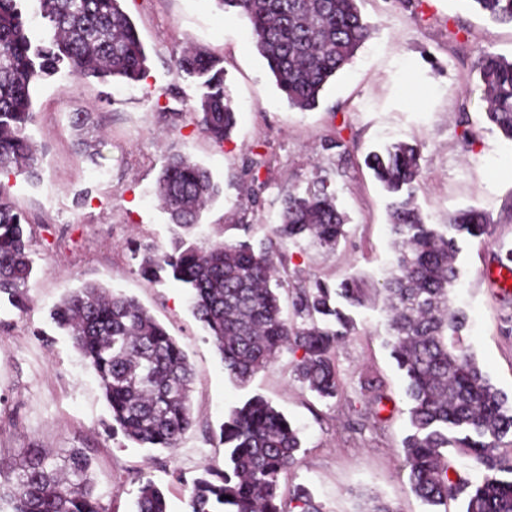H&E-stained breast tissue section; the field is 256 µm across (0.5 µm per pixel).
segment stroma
<instances>
[{"mask_svg": "<svg viewBox=\"0 0 512 512\" xmlns=\"http://www.w3.org/2000/svg\"><path fill=\"white\" fill-rule=\"evenodd\" d=\"M149 57L147 78L132 86L78 82L60 69L37 87L29 133L40 179L9 182V198L28 222L37 271L24 311H0V469L26 448L56 454L83 449L92 458L96 493L112 512H134L138 479L151 477L169 512H185L187 488L205 465H224L219 429L225 415L252 396L268 400L301 431L296 464L280 478L282 498L307 486L324 512H362L369 497L396 512H430L410 489L401 452L411 431L406 379L385 344L382 284L395 259L388 194L363 159L400 140L417 141L422 176L414 191L426 223L445 224L459 211L483 212L492 235L457 237L459 280L450 293L465 311L462 335L479 367L512 400V308L483 272L512 250V152L485 117L486 101L471 63L477 50L512 58V27L495 23L471 0H360L370 38L326 87L318 106L289 108L258 54L245 17L226 15L214 0H124ZM193 44L218 57L237 124L215 145L190 107L202 93L197 78L177 76L176 57ZM181 113L167 125L162 111ZM90 112L103 159L75 147L71 119ZM337 133L345 154L322 146ZM207 167L221 193L201 215L199 239L267 241L282 200L326 176L345 234L328 251L308 239L283 244V288L318 278L330 286L356 281L362 304L349 307L354 333L335 364L341 394L319 399L298 382L295 357L282 354L247 383L232 381L209 336L190 310L184 286L138 273L144 248L175 241L160 208L156 181L168 157ZM95 282L135 298L162 324L194 368L195 422L179 448H144L108 429L111 413L96 377L50 310L68 290ZM376 379L382 406L361 385Z\"/></svg>", "mask_w": 512, "mask_h": 512, "instance_id": "obj_1", "label": "stroma"}]
</instances>
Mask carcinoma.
<instances>
[{"label": "carcinoma", "instance_id": "carcinoma-1", "mask_svg": "<svg viewBox=\"0 0 512 512\" xmlns=\"http://www.w3.org/2000/svg\"><path fill=\"white\" fill-rule=\"evenodd\" d=\"M21 0H0V175L39 180L37 148L27 134L33 121L32 92L60 66L78 80L140 82L148 57L123 0H38L48 40L33 42ZM219 9L246 17L259 55L292 109L315 108L330 79L370 38L358 0H215ZM495 23L512 26V0H471ZM472 70L484 88L486 117L512 145V59L477 52ZM177 76L202 80L194 107L196 127L224 144L236 110L224 85V69L201 48L182 51ZM76 146L91 161L99 150L90 112L76 114ZM416 144L400 141L372 152L365 165L393 195L389 223L397 257L384 279L391 356L408 385L413 433L402 452L412 492L425 503L448 506L467 493L465 512H512V406L483 374L461 331L466 317L451 308L448 290L457 280L455 240L492 235L484 215L457 213L440 233L424 222L413 202L421 176ZM0 180V305L25 309L35 273L23 215ZM157 196L172 223L190 230L202 207L220 193L204 166L177 156L157 180ZM347 216L335 190L317 177L303 194L282 201L280 224L260 249L247 240L206 246L181 239L172 250L147 248L139 263L148 280L171 276L191 291L192 312L216 346L224 371L244 383L284 352H301L295 378L323 399L340 394L336 347L355 330L336 305L340 297L361 303L352 281L337 288L315 279L295 290L293 319L282 315L279 245L309 237L332 249ZM103 389L112 436L147 448L174 450L194 426L190 407L192 366L167 330L132 297L100 284L68 291L51 311ZM224 469L208 467L187 488L190 512H285L280 476L296 463L298 429L269 401L254 396L230 410L220 427ZM469 460L459 471L455 458ZM300 512H323L304 485L293 489ZM7 512H108L96 495L92 459L73 449L56 459L40 448L19 456L12 476L0 480ZM136 512H168L156 482L139 480Z\"/></svg>", "mask_w": 512, "mask_h": 512}]
</instances>
